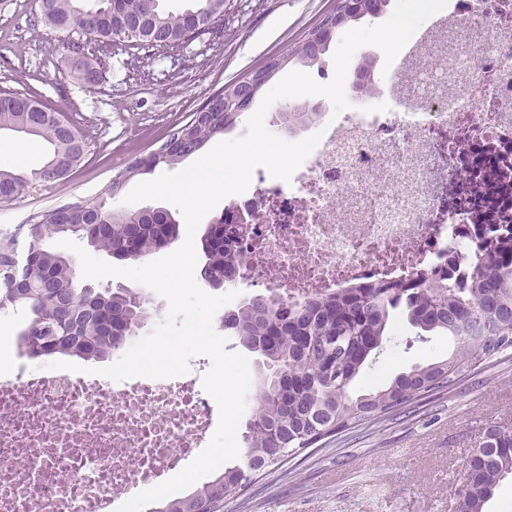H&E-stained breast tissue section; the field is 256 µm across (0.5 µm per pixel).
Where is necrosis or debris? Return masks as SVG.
Returning <instances> with one entry per match:
<instances>
[{"mask_svg":"<svg viewBox=\"0 0 512 512\" xmlns=\"http://www.w3.org/2000/svg\"><path fill=\"white\" fill-rule=\"evenodd\" d=\"M290 181L258 172L224 207L237 226L228 288L296 303L447 268L476 228L512 229V0H448ZM462 78L460 94L448 92ZM195 378L113 387L17 362L0 378V512H112L131 487L192 462L212 438Z\"/></svg>","mask_w":512,"mask_h":512,"instance_id":"obj_1","label":"necrosis or debris"}]
</instances>
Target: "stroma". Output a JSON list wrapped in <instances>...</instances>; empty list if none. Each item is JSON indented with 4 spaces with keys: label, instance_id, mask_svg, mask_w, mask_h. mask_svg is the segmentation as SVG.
Segmentation results:
<instances>
[{
    "label": "stroma",
    "instance_id": "1",
    "mask_svg": "<svg viewBox=\"0 0 512 512\" xmlns=\"http://www.w3.org/2000/svg\"><path fill=\"white\" fill-rule=\"evenodd\" d=\"M332 0H224L210 30L174 50L100 48L103 81L87 88L66 65L70 40L34 21L35 0H0V91L36 90L83 129L85 163L65 182L0 204V241L28 244L32 217L106 195L117 170L155 149L169 125L226 82L287 52ZM454 342L410 327L386 343L357 389L447 359ZM512 432V348L390 413L339 431L257 478L224 512H456L455 487L486 425Z\"/></svg>",
    "mask_w": 512,
    "mask_h": 512
}]
</instances>
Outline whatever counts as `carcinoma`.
Instances as JSON below:
<instances>
[{
  "label": "carcinoma",
  "mask_w": 512,
  "mask_h": 512,
  "mask_svg": "<svg viewBox=\"0 0 512 512\" xmlns=\"http://www.w3.org/2000/svg\"><path fill=\"white\" fill-rule=\"evenodd\" d=\"M164 0H38L37 18L57 33L80 32L95 45L127 41L138 49H174L198 38V23H211L224 10V0H190L173 12ZM336 0L334 25L317 24L297 41L266 76L249 86L232 80L195 111L174 123L162 153L134 157L118 171L107 197L79 199L72 213L51 209L36 216L30 241L19 265L14 241L0 242V311L26 314L19 336H33L52 354L105 359L136 335L151 312L136 288L104 290L78 285L72 257L48 249L51 239H77L120 261H140L179 236V222L163 207L114 209V197L131 178L158 168H172L198 154L214 137L236 126L242 110L236 101L254 100L262 88L292 62L311 67L324 56L345 27L383 14L390 0H351L346 10ZM68 65L89 88L100 84V62L74 42ZM304 108L288 113L278 127L288 136L316 119ZM39 137L50 145L44 162L34 169L0 164V203H10L31 189L69 179L89 152L87 137L63 114L45 106L38 95L0 92V131ZM224 214L213 217L201 239L205 281L230 277L232 256L224 248ZM416 336L442 332L455 348L442 361L418 365L396 374L382 387L352 395L370 356H379L396 321ZM240 345L263 358L267 371L253 400L243 453L250 464H229L224 472L191 493L166 498L155 512H221L224 500L238 495L263 472L322 439L375 415L440 390L477 362L512 347V246L488 239L456 254L448 269L408 283H377L308 298L288 309L264 295L241 303L227 317ZM512 477V433L494 425L463 467L456 490L460 512H483L500 482Z\"/></svg>",
  "instance_id": "cac0c4a2"
}]
</instances>
